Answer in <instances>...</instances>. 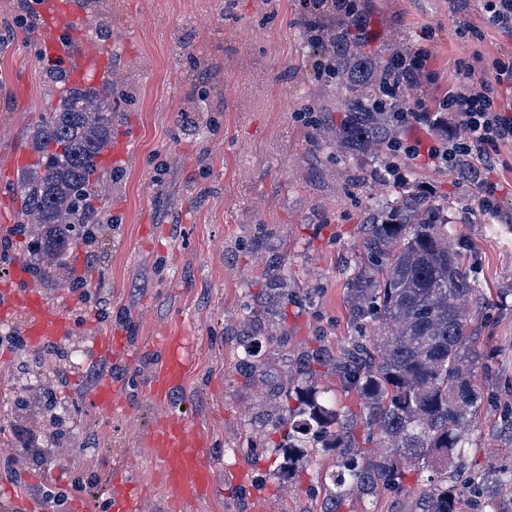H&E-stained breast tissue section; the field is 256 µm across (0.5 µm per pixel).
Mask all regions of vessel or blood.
I'll return each instance as SVG.
<instances>
[{
	"mask_svg": "<svg viewBox=\"0 0 512 512\" xmlns=\"http://www.w3.org/2000/svg\"><path fill=\"white\" fill-rule=\"evenodd\" d=\"M43 25L37 37L46 54L62 60L71 78L84 75L86 69L100 63L103 54L96 51L75 54L60 39L71 16L70 0H40ZM29 274L22 262H15L6 279L0 280V322L19 323L29 342L44 346L72 336L74 327L67 316L66 302H49L37 290L28 287ZM160 361L149 390L165 394L182 384L193 362V344L179 331H169L150 346ZM95 405L111 411L120 399L118 381L101 380L91 393ZM147 442L169 492V512H193L214 486L211 450L207 441L190 423L175 412L167 413L150 429ZM146 495L138 483L116 473L108 490L111 512H143Z\"/></svg>",
	"mask_w": 512,
	"mask_h": 512,
	"instance_id": "b4317fda",
	"label": "vessel or blood"
}]
</instances>
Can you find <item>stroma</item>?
<instances>
[{"mask_svg":"<svg viewBox=\"0 0 512 512\" xmlns=\"http://www.w3.org/2000/svg\"><path fill=\"white\" fill-rule=\"evenodd\" d=\"M108 29L74 10L71 35L112 56V84L124 93L112 123L126 138V160L112 163V189L102 214L101 242L75 252L71 278L38 284L51 302L69 297L77 328L47 357L30 342L0 346V492L40 499L41 486L85 498L88 512H109L117 469L150 490L145 512H167L168 491L146 437L157 418L186 416L211 448L216 486L201 512H323L333 491L334 461L324 448L295 475L278 470L282 434L263 410L287 404L288 377L308 349L350 348L356 337L375 343L377 324L358 327L346 304V284L358 271L365 206L395 187L449 200L444 216L453 241L470 246L480 285L473 302L474 375L484 402L466 433L464 467L451 483L457 512H487L474 488L499 467H512V224L479 211L477 191L457 172L428 157L398 164L375 179L380 160L347 153L321 136L341 120L328 106L335 80L318 76L324 54L303 25L301 0H94ZM23 0H0V225L18 224L20 201L10 187L20 174L13 156L26 148L25 127L44 110L55 87L19 20ZM367 54L384 52L394 35L428 54L411 98L436 104L463 75L459 61L484 76L493 59L512 56V36L488 25L481 0L457 10L456 0H369ZM480 31L481 39L460 31ZM275 266L288 295L259 280ZM249 305L255 360L263 371H239L240 305ZM126 336L134 345L162 330H179L196 345L183 384L164 401L146 389L156 354L133 362L114 358L124 406L104 413L88 394L102 365L84 348V327ZM63 368L67 380L54 405L39 380ZM55 451L52 463L5 468L17 458L19 428ZM70 430L55 447L53 428ZM268 447L252 456L247 439ZM428 470H413L403 493L347 496L339 512H420Z\"/></svg>","mask_w":512,"mask_h":512,"instance_id":"obj_1","label":"stroma"}]
</instances>
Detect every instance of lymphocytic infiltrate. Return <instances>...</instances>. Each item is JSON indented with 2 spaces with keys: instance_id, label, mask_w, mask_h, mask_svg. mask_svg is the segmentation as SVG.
I'll use <instances>...</instances> for the list:
<instances>
[{
  "instance_id": "obj_1",
  "label": "lymphocytic infiltrate",
  "mask_w": 512,
  "mask_h": 512,
  "mask_svg": "<svg viewBox=\"0 0 512 512\" xmlns=\"http://www.w3.org/2000/svg\"><path fill=\"white\" fill-rule=\"evenodd\" d=\"M512 86V60L497 59L490 77L463 81L440 105L453 134L447 144L431 146L430 160L465 172L478 190L477 201L487 215L498 216L499 185L489 179L491 159L503 146H512V111L494 98L497 86Z\"/></svg>"
}]
</instances>
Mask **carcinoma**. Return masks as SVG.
I'll use <instances>...</instances> for the list:
<instances>
[{"label":"carcinoma","instance_id":"1","mask_svg":"<svg viewBox=\"0 0 512 512\" xmlns=\"http://www.w3.org/2000/svg\"><path fill=\"white\" fill-rule=\"evenodd\" d=\"M351 21L323 20L327 44L341 88L336 110L346 112L333 138L347 151H394L393 113L406 108L404 92L382 101L391 79V57L402 41L392 39L390 58L373 62L362 45L349 39ZM50 77L62 84L29 127L32 163L13 187L22 202L20 230L26 236V265L38 282L58 281L67 256L92 243L91 226L100 223L103 191L112 178L100 162L112 143V115L118 102L112 79L96 85L68 83L58 68ZM446 204L407 188L375 204L364 224L367 265L347 291L350 317L379 321L382 340L370 347L355 342L334 354L322 346L306 352L307 365L297 374V405L288 407V470L306 454L303 437L336 451V491L324 512H339L348 485L367 498L383 489L402 493L411 467L454 470L462 464L465 432L483 400L473 381L470 323L464 302L479 293L471 276L465 243L448 246V221L436 211ZM265 286L288 295L284 275L263 274ZM329 367L347 390L362 401L365 420L380 430L386 450L359 448L349 431L350 411L339 407L326 388L309 380ZM498 491L512 489V469L494 470L484 480ZM425 512H456L455 488L436 478L423 490Z\"/></svg>","mask_w":512,"mask_h":512}]
</instances>
